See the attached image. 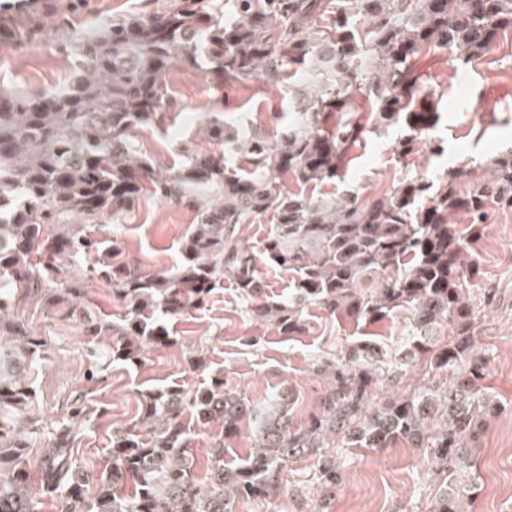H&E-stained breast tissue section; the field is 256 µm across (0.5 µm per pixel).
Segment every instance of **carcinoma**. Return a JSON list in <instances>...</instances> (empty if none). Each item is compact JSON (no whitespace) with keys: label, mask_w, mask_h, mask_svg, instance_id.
<instances>
[{"label":"carcinoma","mask_w":512,"mask_h":512,"mask_svg":"<svg viewBox=\"0 0 512 512\" xmlns=\"http://www.w3.org/2000/svg\"><path fill=\"white\" fill-rule=\"evenodd\" d=\"M23 2L0 9V40H56L78 65L58 91L0 89V204H10L0 209V335L14 337L0 351V512H41L44 497L58 512H231L239 497L284 494V468L300 457L316 460L332 495L339 474L330 448L344 437L370 448L405 439L425 449L443 478L431 512H469L477 489L456 476L471 469L483 416L495 410L483 385L488 360L472 337L478 308L489 301L471 288L482 276L475 245L493 212L512 208V149L492 157L488 175L466 192L457 189L471 174L462 165L437 183L407 175L368 202L352 192L314 198L281 187L286 179L307 185L339 176L347 144L368 133L353 121L330 128L355 89L372 129L402 126L398 154L411 156L438 120L412 58L436 49L464 62L480 56L512 30V0H180L164 12L107 16L90 31L70 25L88 0ZM49 15L57 18L53 30ZM186 67L218 86L258 79L283 88L292 119L271 140L258 125L212 118L204 130L221 151L183 144L180 161L158 170L135 133L169 108L167 76ZM148 197L194 211L181 263L168 276L133 266L118 233L101 232L104 218L118 224ZM460 213L469 218L462 228ZM255 221L270 224L257 249L238 235ZM260 261L292 274L288 301L262 298ZM226 278L252 302L253 317L285 336L309 329L311 304L368 325L406 309L417 343L395 370L405 374L415 352L428 353L451 374L448 388L376 401L386 351L364 341L323 365L318 410L299 428L288 392L257 407L220 372L194 390L147 393L138 418L112 430L104 466L94 471L71 459L77 426L95 413L83 395L48 436L36 497L29 373L46 360L47 341L15 318L20 296L44 294L53 311L79 317L86 335L116 337L110 360L140 366L148 345L170 341L169 321L203 308ZM87 279L110 282L123 310L92 312ZM443 323L452 336L432 348ZM188 414L224 429L200 481L189 466ZM246 421L255 424L251 451L232 464L226 452Z\"/></svg>","instance_id":"cac0c4a2"}]
</instances>
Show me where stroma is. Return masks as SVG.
Listing matches in <instances>:
<instances>
[{"label": "stroma", "instance_id": "obj_1", "mask_svg": "<svg viewBox=\"0 0 512 512\" xmlns=\"http://www.w3.org/2000/svg\"><path fill=\"white\" fill-rule=\"evenodd\" d=\"M175 2L90 0L88 10L75 14L73 21L81 25L115 12L163 11ZM75 65L71 51L55 43L24 47L0 42V86L56 90ZM413 70L439 114L435 138L441 141L443 154H435L432 144L425 142L417 154L402 160L397 156L402 129L368 133L347 148L340 177L317 186L316 197L353 191L366 202L406 175L417 173L436 181L449 166L464 163L478 178L485 175L489 157L512 147V32L469 64L438 50L415 58ZM168 90L173 108L137 134L141 151L163 168L176 162L179 143L207 148L198 129L208 117L215 115L230 124L254 123L271 136L288 122L287 93L256 80L219 88L199 70L183 68L169 76ZM193 220L187 206L142 200L119 227L129 259L151 273L174 272L180 262V242ZM477 249L483 273L478 285L494 289L496 296L492 304L480 308L474 339L490 360L484 384L500 411L474 451L471 479L478 493L470 512H512V210L489 218ZM308 313L309 332L282 336L274 326L255 320L232 282H225L206 309L170 323V343L148 346L143 366L107 364L93 394L100 415L76 435L74 464L83 469L100 465L113 429L140 414L145 393L170 386L197 388L211 370L223 372L225 380L256 403L288 392L294 423L306 425L319 406L322 362L369 338L393 359L405 353L412 337L404 311L374 326L330 315L316 305ZM15 314L29 331L48 342L47 362L32 373L41 430L30 441L29 461L35 467L42 459L43 432L66 418L71 401L86 389L91 352L110 351L112 339L88 338L78 322L54 317L41 295L23 299ZM196 355L204 359L205 369L192 368ZM447 385V372L430 368L423 356L401 380L382 373L378 390L389 394ZM332 453L340 471L334 496H325L315 461L298 459L285 469L286 495L239 499L232 512H431L442 481L411 444L365 448L347 439L336 443Z\"/></svg>", "mask_w": 512, "mask_h": 512}]
</instances>
